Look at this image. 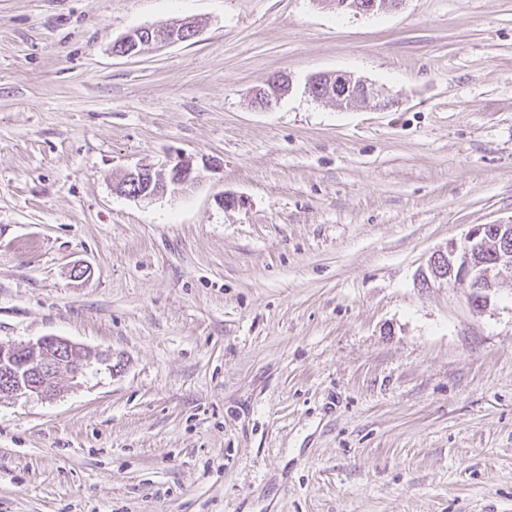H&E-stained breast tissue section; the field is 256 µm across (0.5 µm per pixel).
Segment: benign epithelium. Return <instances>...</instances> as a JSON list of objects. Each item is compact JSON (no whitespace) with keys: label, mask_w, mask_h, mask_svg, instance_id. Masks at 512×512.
Listing matches in <instances>:
<instances>
[{"label":"benign epithelium","mask_w":512,"mask_h":512,"mask_svg":"<svg viewBox=\"0 0 512 512\" xmlns=\"http://www.w3.org/2000/svg\"><path fill=\"white\" fill-rule=\"evenodd\" d=\"M337 11L370 14L403 0H318ZM198 33L191 18L132 29L112 47L118 56L132 57L145 44L168 45L186 42ZM291 89L286 74L269 78L265 87L257 89L252 103L270 108ZM313 97L331 100L345 108H355L370 100L379 107L390 104L382 89L364 79L342 73H316L307 80ZM196 176L190 161L181 159L170 168L157 169L140 165L126 173V179L115 187L121 195L134 199H153L174 186L186 190L194 186ZM434 279H446L471 299H484L500 279L512 277V224H479L473 226L461 242H451L448 250L434 255L430 261ZM112 355L60 336H44L35 342L6 343L0 341V396L51 400L60 393V379L74 383L84 378L95 362H109Z\"/></svg>","instance_id":"7a95c632"}]
</instances>
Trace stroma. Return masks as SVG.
<instances>
[{
	"label": "stroma",
	"instance_id": "stroma-1",
	"mask_svg": "<svg viewBox=\"0 0 512 512\" xmlns=\"http://www.w3.org/2000/svg\"><path fill=\"white\" fill-rule=\"evenodd\" d=\"M475 224H512V0H0V340L112 357L0 398V512H512V280L421 284ZM360 0H318L336 11H352L355 13L370 14L382 10L387 7L397 8L404 1L403 0H370L361 4ZM391 4V6H390ZM197 33L198 25L194 19H176L132 29L113 44L112 51L118 56L132 57L141 52L144 44L168 45L186 42ZM307 89L316 99L331 100L345 108H355L370 100L379 107L390 104L389 97L375 84L342 73L313 74L307 80ZM290 78L286 74H276L269 78L265 87L257 89L253 94L252 103L259 108H270L291 89ZM126 179L115 187L121 195L134 199H153L174 186L186 190L194 186L196 176L189 160L181 159L171 168L156 169L151 165H140L126 173ZM131 187V191L128 189Z\"/></svg>",
	"mask_w": 512,
	"mask_h": 512
}]
</instances>
